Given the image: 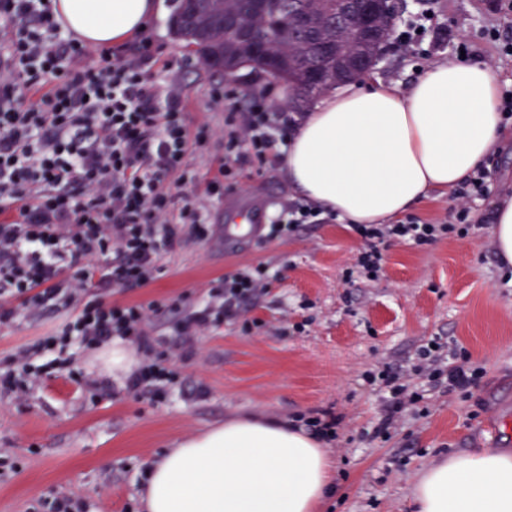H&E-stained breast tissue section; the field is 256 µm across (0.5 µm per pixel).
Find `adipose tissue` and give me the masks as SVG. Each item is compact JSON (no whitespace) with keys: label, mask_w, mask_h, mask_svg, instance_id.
I'll return each mask as SVG.
<instances>
[{"label":"adipose tissue","mask_w":512,"mask_h":512,"mask_svg":"<svg viewBox=\"0 0 512 512\" xmlns=\"http://www.w3.org/2000/svg\"><path fill=\"white\" fill-rule=\"evenodd\" d=\"M63 28L111 46L144 30L153 0H56ZM499 84L482 63L427 68L405 91L355 81L300 123L283 161L291 184L351 224L403 214L455 188L503 132ZM331 463L303 428L244 416L176 441L148 474L145 512H316ZM415 512H512V454L453 455L421 475Z\"/></svg>","instance_id":"obj_1"}]
</instances>
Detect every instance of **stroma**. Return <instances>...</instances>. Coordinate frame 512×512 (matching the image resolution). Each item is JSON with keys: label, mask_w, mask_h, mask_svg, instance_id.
Masks as SVG:
<instances>
[{"label": "stroma", "mask_w": 512, "mask_h": 512, "mask_svg": "<svg viewBox=\"0 0 512 512\" xmlns=\"http://www.w3.org/2000/svg\"><path fill=\"white\" fill-rule=\"evenodd\" d=\"M157 2L148 33L161 60L178 62L175 75L191 99L194 123L224 125L223 108L204 97L213 82L238 93L268 87L288 105L284 81L248 68L230 75L196 70L197 55L169 33L171 0ZM498 3L434 0L438 36L386 53L371 81L408 89L420 75L419 50H429L432 65L451 60L448 40L463 34L472 61L488 65L500 86L512 85V56L480 36L493 25L512 39V16L500 13ZM487 165L490 193L475 210L492 215L512 197V126ZM300 197L274 161L245 168L214 215L223 219L225 206L244 200L270 210ZM362 246L341 219L230 252L217 232L176 245L146 287H113L109 300L162 307L148 329L150 355L176 371L175 384L164 399H151L132 387L130 375L112 376L105 359L87 349L78 351L73 377L44 379L22 392L1 388L0 512H37L56 497L78 501L85 512H142L145 474L170 441L257 412L285 421L324 411L338 418L336 437L325 444L336 464V490L323 512H413L414 486L433 462L481 448L512 452V274L501 267L491 224L425 247L384 245L382 270L372 280L346 275ZM258 265L267 267L272 283L248 305L244 320L180 341L167 305L179 298L197 308L213 280ZM1 306L18 311L0 324V371L7 372L56 317H28L7 295ZM435 336L465 349L481 367L477 389H425L389 437L375 436L381 401L368 373L387 365L411 368Z\"/></svg>", "instance_id": "1"}]
</instances>
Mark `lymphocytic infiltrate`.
Masks as SVG:
<instances>
[{
	"instance_id": "f902f5d3",
	"label": "lymphocytic infiltrate",
	"mask_w": 512,
	"mask_h": 512,
	"mask_svg": "<svg viewBox=\"0 0 512 512\" xmlns=\"http://www.w3.org/2000/svg\"><path fill=\"white\" fill-rule=\"evenodd\" d=\"M159 63L149 37L116 47H91L67 35L50 0H0V295L19 299L29 315L59 314L17 361L0 385L24 389L43 376L72 372V348L118 338L137 350L151 348L146 327L159 309L148 303H105L112 285L140 288L151 282L162 256L183 239L214 232L210 205L239 184L244 164L263 167L284 158L296 120L266 90L244 96L213 84L211 104H226L224 127L191 126L183 86ZM224 148V164L208 180L188 162L212 140ZM490 171L477 167L452 192L443 219L415 214L394 224H357L363 240L359 275L382 268L381 246H416L467 234L476 200L488 196ZM323 221L321 208L282 204L266 225L267 238H284L301 225ZM81 263L63 274L66 261ZM263 267H244L217 279L200 310L171 305L178 335L189 337L214 321L240 315L243 304L266 289ZM440 338L418 351L413 372L431 385L467 389L466 351L444 356ZM46 362L32 365L33 357ZM382 416L375 435L386 434L419 392L384 371Z\"/></svg>"
}]
</instances>
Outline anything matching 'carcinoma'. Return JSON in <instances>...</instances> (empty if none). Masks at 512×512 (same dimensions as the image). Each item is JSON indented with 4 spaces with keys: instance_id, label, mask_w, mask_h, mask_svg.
<instances>
[{
    "instance_id": "1",
    "label": "carcinoma",
    "mask_w": 512,
    "mask_h": 512,
    "mask_svg": "<svg viewBox=\"0 0 512 512\" xmlns=\"http://www.w3.org/2000/svg\"><path fill=\"white\" fill-rule=\"evenodd\" d=\"M168 24L213 68L249 67L287 81L296 108L362 71L375 51L333 0H176Z\"/></svg>"
}]
</instances>
